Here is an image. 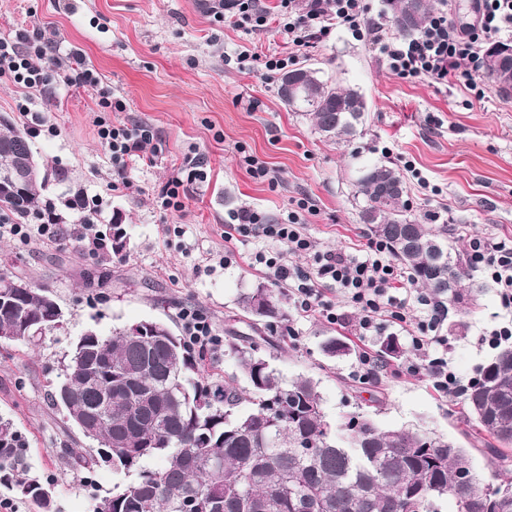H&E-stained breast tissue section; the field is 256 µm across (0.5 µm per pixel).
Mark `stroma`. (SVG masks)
I'll use <instances>...</instances> for the list:
<instances>
[{"instance_id":"stroma-1","label":"stroma","mask_w":512,"mask_h":512,"mask_svg":"<svg viewBox=\"0 0 512 512\" xmlns=\"http://www.w3.org/2000/svg\"><path fill=\"white\" fill-rule=\"evenodd\" d=\"M278 3L262 0L269 24L249 32L213 19L202 0H76L72 8L66 0H0V38L36 29L63 50L79 53L125 104L110 120L152 125L164 149L161 163L135 166L133 189H112L109 157L93 124V91L57 84L40 91L0 77V114L28 128L39 161L48 172L64 175L47 196L68 222L69 239L36 237L23 245L0 238V263L50 285L65 312L64 327L48 332L37 348L0 343V417L14 423L34 473L50 483L56 512H93L98 499L130 481L104 464L72 468L68 449L85 452L92 443L48 403L49 384L83 332L108 336L152 319L177 331L179 311L192 306L224 339V351L214 357L219 369L227 377L238 375L228 333H251L238 299L270 279L249 261L257 242L241 246L232 263H222L230 213L250 207L276 214L305 198L315 210L305 226L315 247L353 248L368 234L352 197L358 163L408 162L417 171L405 179L410 209L421 223L447 225L463 252L471 234L512 240V94L492 86L478 100L453 81L407 82L368 37L338 28L311 41L295 64L359 89L368 119L352 142L323 139L309 121L286 110L262 64L237 63L246 49L262 56L285 53L276 32ZM247 154L266 163L272 181L248 173ZM195 155L208 164L206 180L194 184L183 211L160 216L155 197L185 158ZM78 196L87 209L64 207V200ZM87 216L99 233L113 219L122 221L128 233L124 255L84 245L81 223ZM168 223L182 227L183 236H165ZM89 270L108 278L100 286L86 285ZM465 294L463 303L450 306L444 326L448 365L463 387L498 351L487 334L512 324V314L502 311L481 273L471 274ZM291 327L298 339L289 338ZM330 336L346 338L352 354L327 357L322 344ZM269 338L270 363L284 380H317L331 418L362 411L387 429L445 436L469 449L478 474L491 471L492 455L471 448L454 416L458 392L439 393L426 375L401 374L395 364L369 383L353 381L356 351L378 349V337L362 338L351 327L292 309L287 325L275 327Z\"/></svg>"}]
</instances>
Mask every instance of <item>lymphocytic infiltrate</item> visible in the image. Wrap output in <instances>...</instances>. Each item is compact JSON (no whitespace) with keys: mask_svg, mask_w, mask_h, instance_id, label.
<instances>
[{"mask_svg":"<svg viewBox=\"0 0 512 512\" xmlns=\"http://www.w3.org/2000/svg\"><path fill=\"white\" fill-rule=\"evenodd\" d=\"M475 24L456 30L447 11L433 12L411 38L384 39L381 23L371 21L366 0H280L278 31L291 51L266 57L268 74H276L294 62L297 51L310 39L330 34L332 29L349 28L366 33L385 56L390 70L406 81L429 79L439 84L456 81L483 99L486 84L481 74L483 44L512 30V0H476ZM210 13L225 25L260 31L266 28L268 14L260 0H212ZM47 43L41 32H18L15 38L0 39V77L29 89L51 83L66 87L89 86L96 92L101 116L93 120L97 136L112 163V183L131 187L133 161L155 163L146 149L157 138L155 129L145 123H114L105 120L108 112L124 111L123 102L114 97L111 87L101 85L91 68L78 55H71L63 71L45 65ZM197 158L189 157L159 195L164 211H179L185 206L190 186L203 179ZM312 208L299 199L286 214L273 217L248 207L230 216L225 241L266 240L276 243L278 252L253 253V263L262 265L274 282L287 285L295 309L303 315L315 314L331 324H353L362 337L379 335L389 327L406 333L413 359L402 365V373L426 374L440 393L455 390V374L448 367V339L442 330L448 319L443 301L419 295L409 273L396 264L390 245L376 237L367 238L359 254L344 250H317L303 227ZM305 256V266L285 262V254ZM469 266L487 272L503 307L512 308V245L497 237L473 235L468 239ZM335 289L331 301L325 289Z\"/></svg>","mask_w":512,"mask_h":512,"instance_id":"obj_1","label":"lymphocytic infiltrate"}]
</instances>
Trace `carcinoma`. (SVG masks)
<instances>
[{"instance_id": "cac0c4a2", "label": "carcinoma", "mask_w": 512, "mask_h": 512, "mask_svg": "<svg viewBox=\"0 0 512 512\" xmlns=\"http://www.w3.org/2000/svg\"><path fill=\"white\" fill-rule=\"evenodd\" d=\"M396 32L411 37L430 14L429 0H388ZM499 56L495 69L488 59ZM485 73L503 95L512 93V44L495 42L483 54ZM278 94L290 112L310 121L320 136L350 142L362 133L367 102L359 90L324 80L318 70L298 67L279 78ZM32 152L27 132L14 120L0 124V170ZM48 180L4 193L0 214L19 220L53 210ZM354 199L360 223L391 245L392 255L416 284L437 299L463 300L469 269L448 248V225L422 224L406 202L400 170L376 162L356 171ZM45 285L31 283L21 298L33 317L41 312ZM240 308L272 322L288 320L283 294L259 284L241 294ZM86 368L70 388L82 395L85 422L97 431L96 453L69 451L74 466L103 461L134 474L120 491L102 498L106 512H440L445 500L456 512H512V346H505L479 369L463 390V423L485 440L495 459L492 481L474 474L462 488L456 476L472 465L466 449L441 436L410 429H384L364 413L353 435L340 437L345 420L323 412L316 382L304 376L288 382L259 355L269 345L262 336L233 344L240 387L207 367L184 337L80 336ZM343 338L331 337L325 354L351 352ZM384 366L403 347L388 336L380 342ZM0 487L52 512L50 489L32 473L13 422L0 418Z\"/></svg>"}]
</instances>
